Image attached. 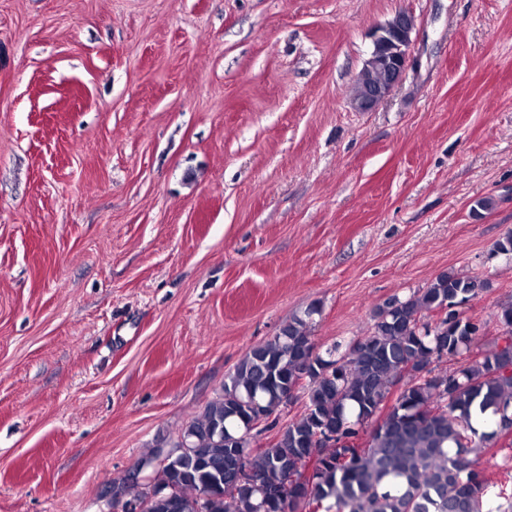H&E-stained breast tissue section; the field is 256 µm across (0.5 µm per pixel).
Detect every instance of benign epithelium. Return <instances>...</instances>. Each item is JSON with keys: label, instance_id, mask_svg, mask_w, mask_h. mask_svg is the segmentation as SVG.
Returning a JSON list of instances; mask_svg holds the SVG:
<instances>
[{"label": "benign epithelium", "instance_id": "benign-epithelium-1", "mask_svg": "<svg viewBox=\"0 0 512 512\" xmlns=\"http://www.w3.org/2000/svg\"><path fill=\"white\" fill-rule=\"evenodd\" d=\"M396 17L399 18L398 26L382 25L372 32V42L375 46L378 47L384 44L390 47V51L386 53L374 51L367 59L369 64L383 71L385 82L376 88L369 98L352 100V106L359 112L373 109L376 100L388 96L400 82L408 66L411 45L410 35L416 27V20L412 14L405 12L396 14Z\"/></svg>", "mask_w": 512, "mask_h": 512}]
</instances>
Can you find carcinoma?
<instances>
[{
	"label": "carcinoma",
	"instance_id": "obj_1",
	"mask_svg": "<svg viewBox=\"0 0 512 512\" xmlns=\"http://www.w3.org/2000/svg\"><path fill=\"white\" fill-rule=\"evenodd\" d=\"M363 67L354 96L375 83ZM484 282L453 268L373 312L370 334L317 351L315 307L252 346L221 393L180 432L168 463L118 485L142 512H483L495 487L479 461L512 417V301L499 306L506 346L453 371L433 364L471 351L481 325L456 307ZM441 317L433 324L428 313ZM401 385L391 406V389ZM305 411L265 446L252 443L292 388ZM362 439L355 448L326 433Z\"/></svg>",
	"mask_w": 512,
	"mask_h": 512
}]
</instances>
